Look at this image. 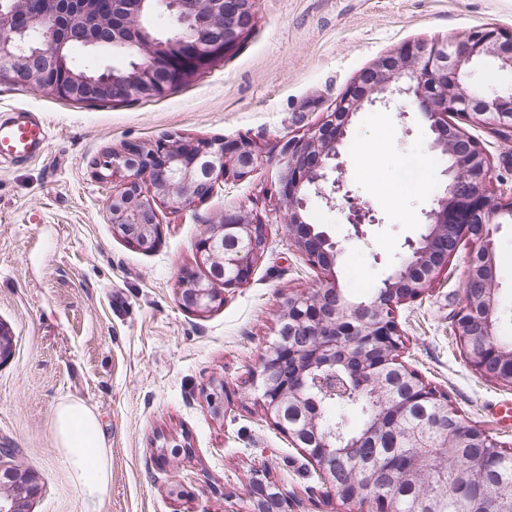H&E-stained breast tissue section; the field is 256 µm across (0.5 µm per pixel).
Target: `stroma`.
<instances>
[{"label":"stroma","mask_w":512,"mask_h":512,"mask_svg":"<svg viewBox=\"0 0 512 512\" xmlns=\"http://www.w3.org/2000/svg\"><path fill=\"white\" fill-rule=\"evenodd\" d=\"M250 36L189 83L151 100H64L0 83V120L24 109L51 131L29 161H0V322L13 353L0 364V464L34 472L40 490L29 512H86L53 436L58 403L82 401L97 414L112 478L97 512H250L254 474L285 492L291 512H365L342 504L319 482L318 465L266 417L251 385L278 334L284 295L319 287L286 224L267 227L251 281L224 290L199 314L178 300L184 270L195 266L205 224L238 207L264 216L263 191L281 167L289 137L332 110L351 81L405 42L457 38L473 29L512 30V0H256ZM387 129L379 177L349 169L347 179L383 222L355 239L343 215L310 200L307 220L338 242L342 290L366 298L417 238L440 193L448 159L431 149L418 114L397 106L358 113L344 157ZM492 163L497 189H512V139L467 126ZM171 136H246L261 160L212 198L160 208L163 234L150 251L116 236L106 218L113 186L92 163L127 142ZM424 157L430 188L393 187L405 163ZM497 272L495 333L512 336V223L492 236ZM462 262L454 260L419 300L402 305L404 359L448 393L463 419L512 448V387L482 378L454 333L463 305Z\"/></svg>","instance_id":"1"}]
</instances>
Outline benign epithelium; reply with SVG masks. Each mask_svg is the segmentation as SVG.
I'll return each mask as SVG.
<instances>
[{
    "instance_id": "7a95c632",
    "label": "benign epithelium",
    "mask_w": 512,
    "mask_h": 512,
    "mask_svg": "<svg viewBox=\"0 0 512 512\" xmlns=\"http://www.w3.org/2000/svg\"><path fill=\"white\" fill-rule=\"evenodd\" d=\"M254 4L255 0H112V27L93 30L87 22L73 23L66 38L60 35L62 21L46 0H30L21 27L15 25L13 7L0 4V31L8 33L0 39V82L48 90L66 100H111L116 77L108 71L101 77L65 74V50L74 43L93 53L113 46L139 59L133 73L122 80L126 89L121 94L159 97L239 47L254 27ZM147 8L174 21L172 36L159 38L144 28L137 38L127 33L128 16L142 15ZM485 59L512 69V32L484 27L463 38L404 43L380 57L349 84L333 111L285 142L266 216L254 220L242 208L224 211L205 226L196 243V262L205 268L206 277H181L180 304L208 312L222 303L216 283L239 288L252 279L265 249L266 225L275 223L288 225L293 246L310 267L332 274L311 293L283 298L279 322L288 325V338L269 348L254 383L266 416L292 447H301L306 437L315 439L304 452L318 463L319 479L348 503L354 496L336 488L335 465L338 460L356 461L360 448L394 449L393 475L426 478L440 489L448 484L450 446L485 451L476 460L460 459L457 473L464 480L477 476L478 465L499 467L494 452L500 443L476 425H448V394L429 387L403 361L398 322V307L422 297L448 272L461 247L469 246L463 258V306L455 319V334L476 373L512 387V343L500 342L495 334L496 269L491 248L493 226L512 223V197L506 199L493 188L491 163L479 144L448 121L454 116L512 137V86L488 92L465 79L464 66ZM396 95L406 97L427 123L431 148L448 156V180L426 213L418 238L406 239L401 261L375 295L357 303L344 295L334 277L338 244L307 223L304 212L312 192L329 210L347 214L357 237L365 235L363 226L383 223L348 188L341 148L357 113L378 103L387 106ZM259 161L256 144L248 137L197 138L130 142L103 153L94 170L102 179L120 177L108 203L114 233L137 249L150 250L161 237L158 204L175 210L205 201L224 188L228 178L247 177ZM245 238L253 243L249 250L240 248ZM338 360L351 364V383L342 388L333 373ZM392 374L429 402L416 426L407 425L398 414L387 426L374 421L349 436L341 426L326 422L311 387L314 383L327 397L339 393L355 401L372 388L389 405L395 392ZM35 489L30 475L0 465V512H27ZM268 492L267 483L255 478L252 512H288V499L269 502Z\"/></svg>"
}]
</instances>
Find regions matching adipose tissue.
<instances>
[{
  "instance_id": "adipose-tissue-1",
  "label": "adipose tissue",
  "mask_w": 512,
  "mask_h": 512,
  "mask_svg": "<svg viewBox=\"0 0 512 512\" xmlns=\"http://www.w3.org/2000/svg\"><path fill=\"white\" fill-rule=\"evenodd\" d=\"M53 433L84 499L96 504L108 489L112 467L96 413L82 401H62L54 411Z\"/></svg>"
}]
</instances>
